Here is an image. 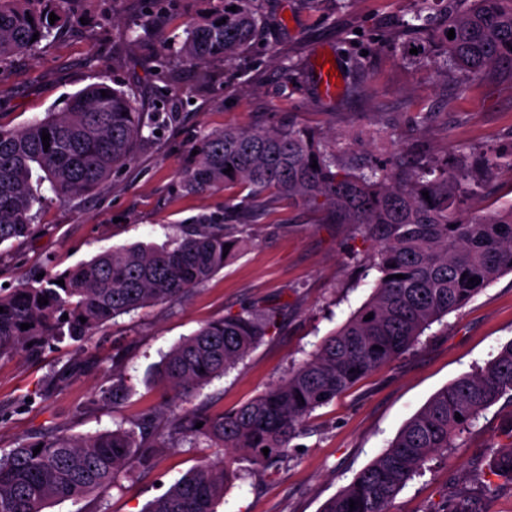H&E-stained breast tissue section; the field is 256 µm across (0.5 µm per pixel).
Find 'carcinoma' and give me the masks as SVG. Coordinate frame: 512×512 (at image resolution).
I'll return each instance as SVG.
<instances>
[{"mask_svg": "<svg viewBox=\"0 0 512 512\" xmlns=\"http://www.w3.org/2000/svg\"><path fill=\"white\" fill-rule=\"evenodd\" d=\"M72 2L0 0V71L51 38ZM414 2L404 29H426L442 7L445 61L463 80L478 79L494 67L512 70V0ZM51 13L58 16L52 24ZM222 19L225 23L218 24ZM261 23V0H219L174 56L163 60L169 78H176L174 60L201 64L242 55ZM451 29L452 39L447 37ZM176 118L175 112L141 106L132 94L101 82L23 127L0 124V246L31 232L32 211L41 205L32 183L34 169L58 201H71L111 182L141 145ZM44 132L50 138L47 149ZM193 149L197 154L182 175L183 189L242 187L247 194L239 202H225L234 223L203 218L181 225L170 245L110 248L64 274L0 291V358L64 336L81 344L119 316L186 298L246 246L254 208L268 199L314 208L373 241V267L380 277L371 297L283 380L227 413L193 408L191 397L277 329L284 305L256 302L203 324L155 367V376L170 390L169 414L147 412L127 428L121 423L91 436L64 434L19 444L0 456V512H42L52 501L87 498L112 487L122 469L149 465L159 448L194 447L202 441L244 451L266 471L289 455L313 412L401 356L433 323L512 272V207L484 213L472 206L495 169L512 168V156L472 153L445 162L423 156L405 170L395 162L359 165L336 144L290 124L203 133ZM229 167L233 171L223 173ZM472 277L480 283L469 282ZM41 297L48 304H39ZM370 313L373 318L365 319ZM23 323L29 329H21ZM125 393L122 370L115 366L112 404ZM505 396L512 401V342L480 372L459 377L435 394L322 512H391L398 493L433 455L456 447L480 415ZM506 437L508 443L492 451L487 468L512 483V424ZM236 476L227 460L203 462L146 512H217Z\"/></svg>", "mask_w": 512, "mask_h": 512, "instance_id": "obj_1", "label": "carcinoma"}]
</instances>
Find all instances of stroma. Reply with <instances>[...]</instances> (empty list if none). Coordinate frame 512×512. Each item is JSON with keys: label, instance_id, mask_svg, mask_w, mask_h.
<instances>
[{"label": "stroma", "instance_id": "35a3bbf8", "mask_svg": "<svg viewBox=\"0 0 512 512\" xmlns=\"http://www.w3.org/2000/svg\"><path fill=\"white\" fill-rule=\"evenodd\" d=\"M204 0H174L168 12L148 0H74L69 24L0 74V124L21 127L64 107L94 82L132 91L138 102L162 99L178 114L160 140L143 149L111 183L84 200L62 203L48 185L33 233L0 246V285L17 287L62 273L110 248L167 244L176 225L223 217L224 189L186 194L181 174L202 133L286 121L337 139L359 163H389L420 152L437 159L491 150L512 154V74L493 69L463 82L440 63L441 42L404 31L414 0H263L265 26L241 58L183 62L177 80L156 72L161 39L182 42ZM136 28L138 41L125 38ZM331 53L344 92L323 99L314 61ZM373 242L347 226L324 224L301 206L272 202L252 220L249 242L204 287L172 305L138 310L97 330L85 346L51 342L36 356L0 359V455L44 435H92L159 411L167 399L154 376L163 353L202 324L257 301H287L280 326L192 404L228 411L264 392L311 353L370 297ZM512 342V273L483 288L463 308L433 323L415 346L373 371L342 397L317 409L288 458L259 472L234 453L238 478L217 512H321L394 440L442 388L478 371ZM121 362L128 391L120 404L101 398ZM68 374L61 388L46 381ZM512 403L485 410L457 447L438 454L396 496L392 512H435L472 492L476 469L503 443ZM224 451L200 444L162 448L153 464L122 471L101 497L47 505L43 512H143L200 460Z\"/></svg>", "mask_w": 512, "mask_h": 512}]
</instances>
